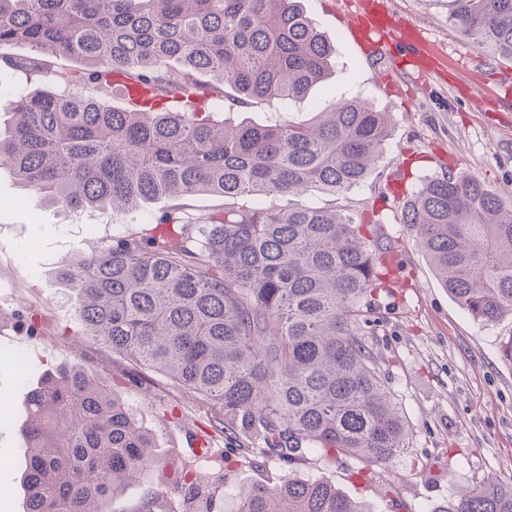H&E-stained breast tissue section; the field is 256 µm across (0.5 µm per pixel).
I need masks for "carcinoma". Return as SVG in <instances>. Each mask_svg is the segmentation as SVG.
Returning a JSON list of instances; mask_svg holds the SVG:
<instances>
[{
	"label": "carcinoma",
	"instance_id": "cac0c4a2",
	"mask_svg": "<svg viewBox=\"0 0 512 512\" xmlns=\"http://www.w3.org/2000/svg\"><path fill=\"white\" fill-rule=\"evenodd\" d=\"M448 25L512 59V0H453ZM19 42L37 55H1L0 81L35 75L60 91L18 90L0 167L44 204L112 216L200 191L339 195L366 178L389 134V113L361 99L313 121L230 128L219 118L298 102L326 78L332 45L298 0H0V46ZM45 56L83 67L52 70ZM109 77L144 87L153 105L67 92ZM383 223L336 205L196 217L174 204L150 234L114 237L56 278L76 293L87 335L217 403L211 428L238 449L372 482L408 437L362 341L392 295ZM400 223L473 319L512 316V202L450 171L407 197ZM25 412L26 512H105L155 463L132 413L77 366L31 388ZM185 476L192 512H210L205 477ZM238 512L368 510L330 481L284 476L247 487ZM444 512H512V484L479 480Z\"/></svg>",
	"mask_w": 512,
	"mask_h": 512
}]
</instances>
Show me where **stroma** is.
Here are the masks:
<instances>
[{
  "label": "stroma",
  "mask_w": 512,
  "mask_h": 512,
  "mask_svg": "<svg viewBox=\"0 0 512 512\" xmlns=\"http://www.w3.org/2000/svg\"><path fill=\"white\" fill-rule=\"evenodd\" d=\"M391 10L418 26L442 54L444 71L418 80L408 71L385 93L376 67L351 41L339 0H300L305 16L334 47L328 79L284 108L266 103L230 112L233 123L265 125L309 120L356 97L390 112V135L375 168L342 195L313 188L296 196L255 195L248 206L288 209L337 203L355 213L382 207L391 188L411 192L445 171L478 176L512 201V59L482 54L448 25L452 0H389ZM487 95L476 96L475 82ZM143 213L106 215L40 205L8 168H0V512H26L25 468L18 430L31 386L62 366L76 365L111 384L148 431L157 462L106 505L138 512L148 497L182 512L183 467L204 475L213 512H236L243 486L292 473L321 478L370 512H437L450 495L483 478L512 482V316L484 324L449 295L407 225L391 220L384 233L396 243L405 277L401 296L381 311L364 342L377 356L386 385L409 425L408 448L386 466L385 484L368 483L332 466L262 462L233 448L209 422L211 401L175 387L86 335L73 294L55 279L74 255L115 236L140 233Z\"/></svg>",
  "instance_id": "35a3bbf8"
}]
</instances>
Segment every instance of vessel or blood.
Wrapping results in <instances>:
<instances>
[{"label":"vessel or blood","mask_w":512,"mask_h":512,"mask_svg":"<svg viewBox=\"0 0 512 512\" xmlns=\"http://www.w3.org/2000/svg\"><path fill=\"white\" fill-rule=\"evenodd\" d=\"M347 16L349 35L367 58L380 62L394 49L401 68H415L422 77L435 70L436 63L418 39L415 28L391 12L385 0H359Z\"/></svg>","instance_id":"vessel-or-blood-1"}]
</instances>
